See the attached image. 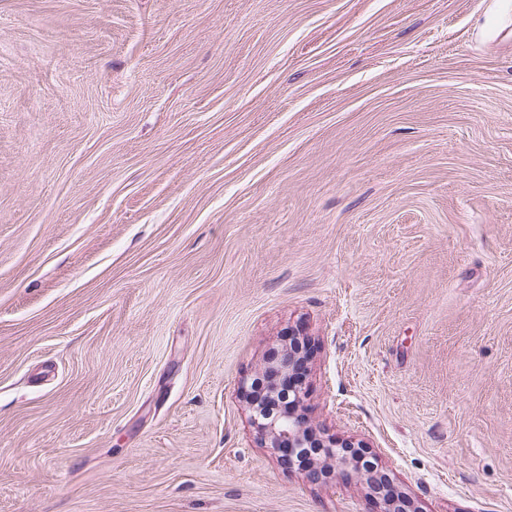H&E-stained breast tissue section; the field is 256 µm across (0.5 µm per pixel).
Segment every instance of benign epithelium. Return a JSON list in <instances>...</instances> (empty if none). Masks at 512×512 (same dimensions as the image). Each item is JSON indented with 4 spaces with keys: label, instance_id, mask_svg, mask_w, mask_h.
Listing matches in <instances>:
<instances>
[{
    "label": "benign epithelium",
    "instance_id": "1",
    "mask_svg": "<svg viewBox=\"0 0 512 512\" xmlns=\"http://www.w3.org/2000/svg\"><path fill=\"white\" fill-rule=\"evenodd\" d=\"M309 360V343L297 337L266 361L263 374L267 375V381L262 388L247 379L240 386V396L258 438L277 451L281 463L288 468L296 462L297 449L306 447L316 436L304 414L305 393L296 383L297 375L307 370ZM319 441L324 448V459L306 466L309 481L320 483L333 471L344 477L356 474L366 484L380 512H414L411 500L389 475L367 460L362 444L339 442L334 436H323Z\"/></svg>",
    "mask_w": 512,
    "mask_h": 512
}]
</instances>
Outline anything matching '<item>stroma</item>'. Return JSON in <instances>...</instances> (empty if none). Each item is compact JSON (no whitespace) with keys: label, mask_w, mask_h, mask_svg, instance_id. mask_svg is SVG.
I'll return each instance as SVG.
<instances>
[{"label":"stroma","mask_w":512,"mask_h":512,"mask_svg":"<svg viewBox=\"0 0 512 512\" xmlns=\"http://www.w3.org/2000/svg\"><path fill=\"white\" fill-rule=\"evenodd\" d=\"M512 512V0H0V512H377L240 397ZM309 355V343L295 337L293 342L266 361L262 374L267 375V381L261 389L248 379L243 380L240 386V396L250 413L258 438L280 453L281 463L288 468L296 462L297 448L306 447L316 436L315 429L304 414L305 393L296 383L297 375L303 370L307 371ZM283 387L292 391L291 402L282 407L277 417L267 419L264 409L268 403L277 400Z\"/></svg>","instance_id":"35a3bbf8"}]
</instances>
